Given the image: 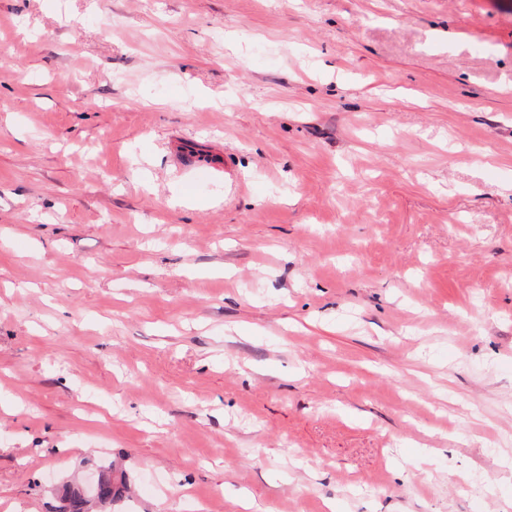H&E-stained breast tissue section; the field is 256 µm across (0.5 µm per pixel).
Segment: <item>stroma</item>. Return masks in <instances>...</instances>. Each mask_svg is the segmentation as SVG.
<instances>
[{
	"instance_id": "stroma-1",
	"label": "stroma",
	"mask_w": 512,
	"mask_h": 512,
	"mask_svg": "<svg viewBox=\"0 0 512 512\" xmlns=\"http://www.w3.org/2000/svg\"><path fill=\"white\" fill-rule=\"evenodd\" d=\"M98 460L512 512V0H0V512Z\"/></svg>"
}]
</instances>
